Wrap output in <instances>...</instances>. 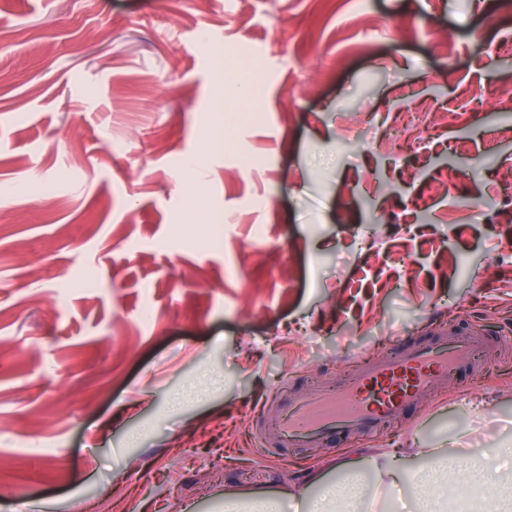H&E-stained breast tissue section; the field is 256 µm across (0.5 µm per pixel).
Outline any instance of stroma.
<instances>
[{"instance_id": "obj_1", "label": "stroma", "mask_w": 512, "mask_h": 512, "mask_svg": "<svg viewBox=\"0 0 512 512\" xmlns=\"http://www.w3.org/2000/svg\"><path fill=\"white\" fill-rule=\"evenodd\" d=\"M225 67L264 77L232 124ZM509 128L512 0H0V512H221L461 428L512 446ZM473 322L501 353L426 408L266 458L280 382Z\"/></svg>"}]
</instances>
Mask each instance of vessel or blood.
<instances>
[{"label": "vessel or blood", "instance_id": "b4317fda", "mask_svg": "<svg viewBox=\"0 0 512 512\" xmlns=\"http://www.w3.org/2000/svg\"><path fill=\"white\" fill-rule=\"evenodd\" d=\"M481 334L475 326L438 342L420 341L365 363L339 384L314 386L306 398L264 401L259 433L273 448H316L336 434L383 432L421 405L439 382L474 370L487 353Z\"/></svg>", "mask_w": 512, "mask_h": 512}]
</instances>
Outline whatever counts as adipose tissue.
Instances as JSON below:
<instances>
[{
  "label": "adipose tissue",
  "instance_id": "1",
  "mask_svg": "<svg viewBox=\"0 0 512 512\" xmlns=\"http://www.w3.org/2000/svg\"><path fill=\"white\" fill-rule=\"evenodd\" d=\"M413 456L428 462L427 467L411 473L413 483L427 491L418 501L416 512H446L444 501L431 495L429 489L447 479L449 470H460L464 481L477 486L487 485L502 472L512 471L511 451L489 455L468 448H437L429 444L417 449L385 448L366 456L360 466L337 463V470L343 474L342 481L316 478L317 491L312 495L298 486L276 491L225 489L223 512H285L289 506L294 512H370L373 501L368 495L369 489L392 494L400 484L403 459ZM369 476L374 479L370 485L365 482Z\"/></svg>",
  "mask_w": 512,
  "mask_h": 512
}]
</instances>
